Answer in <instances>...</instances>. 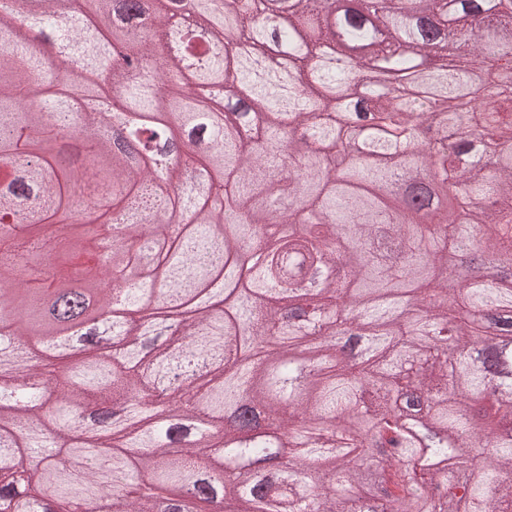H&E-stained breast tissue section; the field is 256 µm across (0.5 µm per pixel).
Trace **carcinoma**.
Wrapping results in <instances>:
<instances>
[{"label": "carcinoma", "instance_id": "cac0c4a2", "mask_svg": "<svg viewBox=\"0 0 512 512\" xmlns=\"http://www.w3.org/2000/svg\"><path fill=\"white\" fill-rule=\"evenodd\" d=\"M40 0L34 22L54 30L79 60L52 69L14 18L0 15V165L14 177L0 194V265L25 288L0 284V341L16 362L64 352L54 318L80 325L98 277L97 242L110 224L112 267L127 271L121 313L103 324L122 345L63 367L36 388L0 384V502L13 512H512V403L486 395L487 374L469 352L512 334V95L490 96L512 48V12L481 14L488 0L461 4L453 38L435 29L440 0H352L346 41L384 56L414 92L396 99L366 74L363 87L328 67L307 79L310 57L336 37L325 0H291L280 40L291 55L292 88L256 73L242 57L214 51L199 64L177 48L165 0H74L86 9L60 19ZM232 44L263 43L248 13L222 33ZM431 30L457 61L426 72L393 53L399 40ZM151 74L113 72L112 88L148 117L130 131L145 149L184 134L205 144L194 161L206 187L141 168L130 145L110 146L104 122L82 109L103 95L115 31ZM233 71L248 100L229 107L260 123L238 137L214 124L193 82ZM33 93L41 111L20 98ZM490 97L477 108L469 99ZM369 119L372 152L349 155L352 125ZM293 127L310 130L299 173L279 174ZM108 183L92 207L78 190ZM187 222L174 230L169 220ZM280 227L275 243L267 226ZM156 250L143 263L140 240ZM268 255L256 266L252 253ZM469 287L448 293V259ZM315 266L324 277L313 303L265 295ZM183 318L184 335L156 342V323ZM224 379L183 395L156 423L142 397L191 377L207 360ZM321 367L301 388L290 379ZM124 407L114 426L112 405ZM288 449V463L277 453ZM108 464L107 470L100 463Z\"/></svg>", "mask_w": 512, "mask_h": 512}]
</instances>
